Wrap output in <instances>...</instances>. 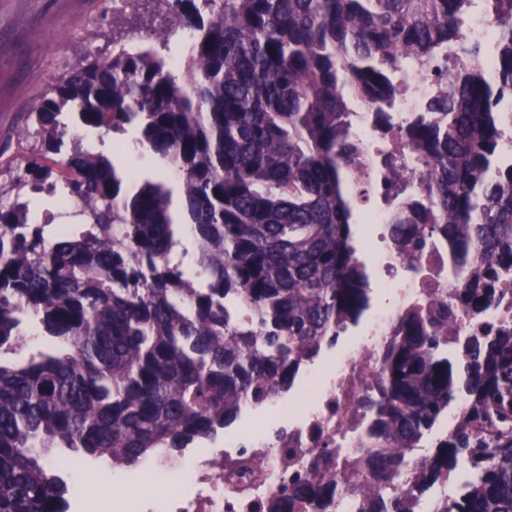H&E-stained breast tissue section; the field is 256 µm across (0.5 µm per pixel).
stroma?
I'll return each instance as SVG.
<instances>
[{"label":"stroma","mask_w":512,"mask_h":512,"mask_svg":"<svg viewBox=\"0 0 512 512\" xmlns=\"http://www.w3.org/2000/svg\"><path fill=\"white\" fill-rule=\"evenodd\" d=\"M112 0H0V171L29 157L27 104L109 48Z\"/></svg>","instance_id":"1"}]
</instances>
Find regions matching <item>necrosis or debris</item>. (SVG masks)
<instances>
[{
	"instance_id": "1",
	"label": "necrosis or debris",
	"mask_w": 512,
	"mask_h": 512,
	"mask_svg": "<svg viewBox=\"0 0 512 512\" xmlns=\"http://www.w3.org/2000/svg\"><path fill=\"white\" fill-rule=\"evenodd\" d=\"M411 81L415 92L399 100L385 138L373 131V113L354 116L355 140L374 185L382 183V152L395 145L414 176L423 174V162L402 144L401 129L434 93L436 83L433 73L423 71L415 72ZM392 217V209L383 205L366 212L367 224L378 232L375 263L393 302L371 308L363 335L349 339L331 361L309 367L297 392L267 402L269 419L263 427L227 435L220 448L160 451L148 469L159 480L178 476L179 492L159 493L146 504L131 490L112 488L113 497L124 499V512H141L145 507L151 512H273L283 485L296 472L321 462L323 449L342 448L348 455H358L365 428L360 403L374 385L379 359L394 342L409 310L448 305L459 333L449 337L446 348L458 358L466 339L486 336L493 327H512V275L496 282L487 312L472 316L455 299L457 283L448 275L447 243L433 242L415 257H406L389 237Z\"/></svg>"
}]
</instances>
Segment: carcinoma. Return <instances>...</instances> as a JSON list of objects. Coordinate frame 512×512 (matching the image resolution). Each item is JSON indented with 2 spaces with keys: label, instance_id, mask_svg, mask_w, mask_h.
<instances>
[{
  "label": "carcinoma",
  "instance_id": "carcinoma-1",
  "mask_svg": "<svg viewBox=\"0 0 512 512\" xmlns=\"http://www.w3.org/2000/svg\"><path fill=\"white\" fill-rule=\"evenodd\" d=\"M116 32L131 49L65 72L29 105L35 156L8 171L0 203V512H68L71 489L54 448L142 464L161 448L212 439L294 387L368 307L370 276L355 226L371 191L355 144L353 106L376 128L411 74L453 60L402 127L426 164L415 180L382 157L404 253L448 240L457 300L474 314L512 272V156L500 147L512 98V0H483L499 25L496 77L466 62L482 50L462 23L474 0H156ZM189 31L179 60L171 34ZM135 124L137 142L176 173L149 180L114 154L84 151ZM47 190L67 224H34L28 197ZM196 243L189 272L178 227ZM458 335L448 309L403 318L368 403L364 458L325 453L276 512H415L414 493L466 469L459 494L430 512H512V329L465 345L470 403L459 435L435 439L458 390Z\"/></svg>",
  "mask_w": 512,
  "mask_h": 512
}]
</instances>
